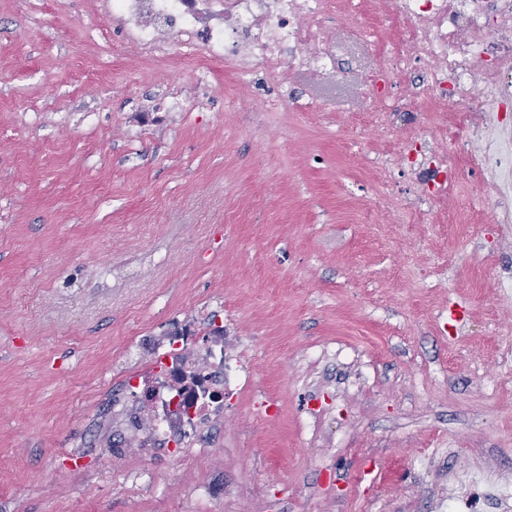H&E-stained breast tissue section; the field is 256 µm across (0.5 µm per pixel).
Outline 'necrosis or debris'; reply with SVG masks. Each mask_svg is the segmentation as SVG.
Returning a JSON list of instances; mask_svg holds the SVG:
<instances>
[{
  "label": "necrosis or debris",
  "instance_id": "obj_1",
  "mask_svg": "<svg viewBox=\"0 0 512 512\" xmlns=\"http://www.w3.org/2000/svg\"><path fill=\"white\" fill-rule=\"evenodd\" d=\"M112 18L131 48L149 54L187 37L201 46L202 60L241 61L247 73L272 82L286 71L322 75L332 67L327 22L331 0H111ZM406 36L398 58L382 62L381 75L419 72L407 99L452 100L471 113L455 143L464 160L447 164L436 139H421L409 152L411 168L426 191L410 212L421 223L440 207L460 173L478 176L498 224H512V0H383ZM133 371L108 410L116 448L133 443L170 454L175 468L212 451L224 431L225 395L241 391L251 375L241 351L230 349L215 316L189 317L174 325L142 356L128 347ZM460 490L442 512H512V482L491 468L462 470Z\"/></svg>",
  "mask_w": 512,
  "mask_h": 512
}]
</instances>
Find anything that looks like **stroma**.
<instances>
[{"label": "stroma", "instance_id": "obj_1", "mask_svg": "<svg viewBox=\"0 0 512 512\" xmlns=\"http://www.w3.org/2000/svg\"><path fill=\"white\" fill-rule=\"evenodd\" d=\"M335 0L333 72L127 48L109 0H0V512H437L512 479V233L408 224L438 127L369 91L398 24ZM219 302L253 379L224 445L125 489L81 443L131 340ZM437 449L423 462L420 451ZM457 478L460 491L449 503L445 499L439 512H509L505 509L512 508V482L504 481L494 469L472 467L461 470Z\"/></svg>", "mask_w": 512, "mask_h": 512}]
</instances>
